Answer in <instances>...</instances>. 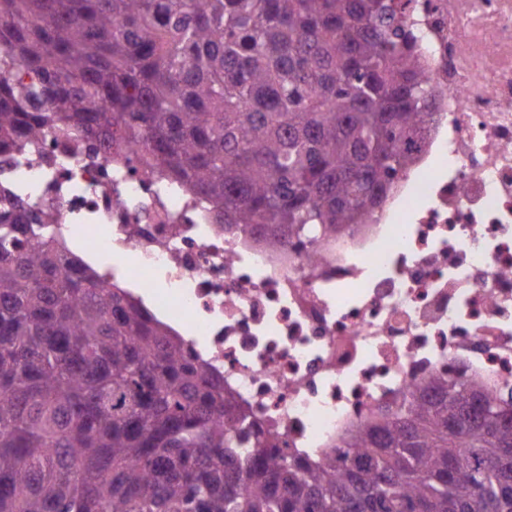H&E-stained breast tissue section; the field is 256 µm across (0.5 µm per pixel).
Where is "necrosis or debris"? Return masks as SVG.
Segmentation results:
<instances>
[{"instance_id": "4bbe7bcc", "label": "necrosis or debris", "mask_w": 512, "mask_h": 512, "mask_svg": "<svg viewBox=\"0 0 512 512\" xmlns=\"http://www.w3.org/2000/svg\"><path fill=\"white\" fill-rule=\"evenodd\" d=\"M437 94L366 223L268 247L133 145L0 156L11 197L224 379L277 448L317 463L446 375L512 399V0H414Z\"/></svg>"}]
</instances>
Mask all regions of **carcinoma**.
Segmentation results:
<instances>
[{"instance_id": "carcinoma-1", "label": "carcinoma", "mask_w": 512, "mask_h": 512, "mask_svg": "<svg viewBox=\"0 0 512 512\" xmlns=\"http://www.w3.org/2000/svg\"><path fill=\"white\" fill-rule=\"evenodd\" d=\"M411 2L0 0V151L138 143L273 247L362 224L435 108ZM29 220L0 215V512H512V425L477 385L438 377L339 457H291Z\"/></svg>"}]
</instances>
